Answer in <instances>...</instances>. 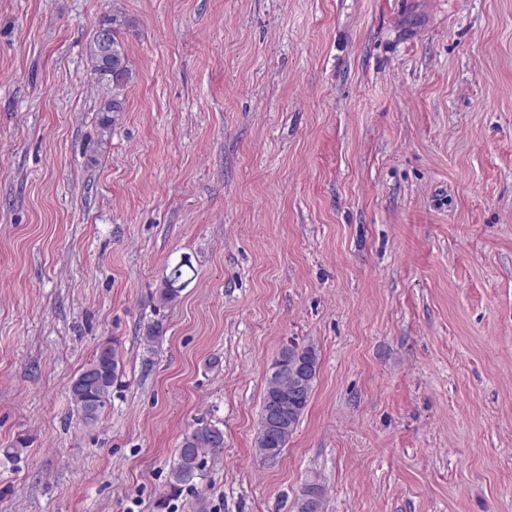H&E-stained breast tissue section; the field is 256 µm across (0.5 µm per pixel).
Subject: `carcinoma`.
<instances>
[{
    "instance_id": "cac0c4a2",
    "label": "carcinoma",
    "mask_w": 512,
    "mask_h": 512,
    "mask_svg": "<svg viewBox=\"0 0 512 512\" xmlns=\"http://www.w3.org/2000/svg\"><path fill=\"white\" fill-rule=\"evenodd\" d=\"M99 24L106 26L111 33L112 57L102 58L92 42L88 47V67L97 80L112 83V97L100 108L99 126L101 133L107 134L111 132L115 114L125 111L122 90L131 79L132 70L120 34L133 27V21L120 9L114 8L99 19ZM182 277L180 264L165 275L162 288L158 289L160 304H169L179 297L187 285ZM318 366V351L312 344L300 346L290 342L279 350L272 364L278 372L267 377L258 414L256 449L259 455L275 459L288 445L309 404ZM120 368L116 348L102 344L74 377L69 395L83 423L93 425L99 421L111 401L112 387L118 380ZM223 453L224 430L219 425L200 424L185 433L168 475L165 495L157 502V508L165 509L169 501L193 487L195 480L204 477L207 464L220 460ZM324 497L322 485H305L297 499L296 512H322Z\"/></svg>"
}]
</instances>
